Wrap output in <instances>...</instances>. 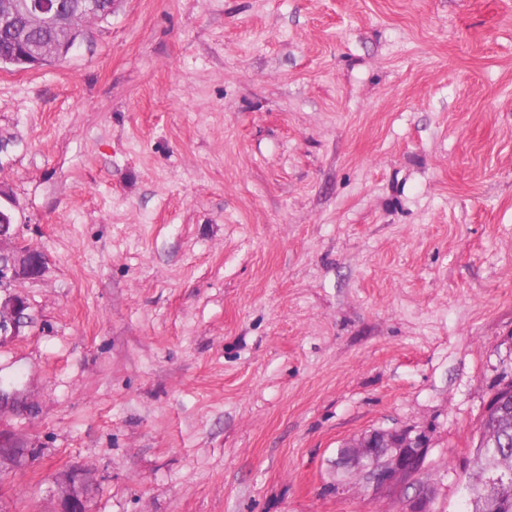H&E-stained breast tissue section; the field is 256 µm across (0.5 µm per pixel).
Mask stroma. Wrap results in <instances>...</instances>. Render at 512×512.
I'll list each match as a JSON object with an SVG mask.
<instances>
[{
  "instance_id": "obj_1",
  "label": "stroma",
  "mask_w": 512,
  "mask_h": 512,
  "mask_svg": "<svg viewBox=\"0 0 512 512\" xmlns=\"http://www.w3.org/2000/svg\"><path fill=\"white\" fill-rule=\"evenodd\" d=\"M0 512H466L512 381V0H117L0 68ZM424 439L377 488L349 446ZM0 344L17 336L20 328L30 319L23 297L10 289L20 277L35 279L42 275L45 267L44 256L39 251L24 250L12 243L14 225L12 216L0 208Z\"/></svg>"
}]
</instances>
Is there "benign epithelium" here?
I'll return each instance as SVG.
<instances>
[{
	"mask_svg": "<svg viewBox=\"0 0 512 512\" xmlns=\"http://www.w3.org/2000/svg\"><path fill=\"white\" fill-rule=\"evenodd\" d=\"M116 0H0V22L11 32L24 34L46 28L62 29L68 38L44 39L32 50L22 48L19 58L31 68L53 62L62 64L77 45L73 35L82 33L81 24L112 14ZM13 220L0 208V344L18 335L28 323L27 303L11 291L20 277L35 279L42 275L44 256L39 251L24 250L12 243ZM353 455L366 460L368 479L378 486L391 483L401 473L415 470L424 440L408 433L375 432L352 444ZM59 512H87L84 498L69 484H62Z\"/></svg>",
	"mask_w": 512,
	"mask_h": 512,
	"instance_id": "obj_1",
	"label": "benign epithelium"
}]
</instances>
